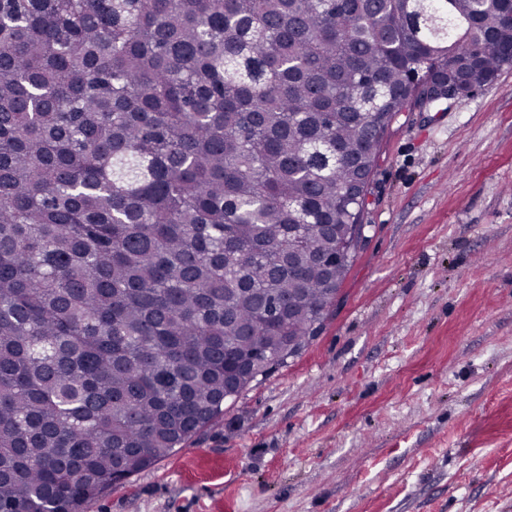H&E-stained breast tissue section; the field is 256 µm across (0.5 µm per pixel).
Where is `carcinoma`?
<instances>
[{
  "mask_svg": "<svg viewBox=\"0 0 512 512\" xmlns=\"http://www.w3.org/2000/svg\"><path fill=\"white\" fill-rule=\"evenodd\" d=\"M508 67L512 0H0V512H83L318 335L393 119Z\"/></svg>",
  "mask_w": 512,
  "mask_h": 512,
  "instance_id": "cac0c4a2",
  "label": "carcinoma"
}]
</instances>
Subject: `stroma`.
<instances>
[{"mask_svg":"<svg viewBox=\"0 0 512 512\" xmlns=\"http://www.w3.org/2000/svg\"><path fill=\"white\" fill-rule=\"evenodd\" d=\"M322 330L86 512H512V68L392 121Z\"/></svg>","mask_w":512,"mask_h":512,"instance_id":"1","label":"stroma"}]
</instances>
